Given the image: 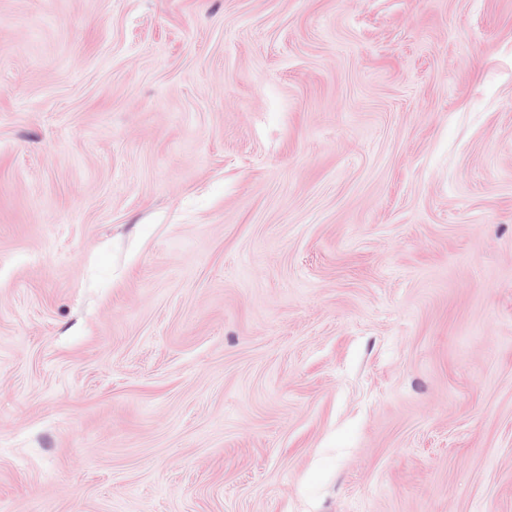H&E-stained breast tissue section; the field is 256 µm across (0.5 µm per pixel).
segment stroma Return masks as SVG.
I'll use <instances>...</instances> for the list:
<instances>
[{
	"mask_svg": "<svg viewBox=\"0 0 512 512\" xmlns=\"http://www.w3.org/2000/svg\"><path fill=\"white\" fill-rule=\"evenodd\" d=\"M0 512H512V0H0Z\"/></svg>",
	"mask_w": 512,
	"mask_h": 512,
	"instance_id": "stroma-1",
	"label": "stroma"
}]
</instances>
